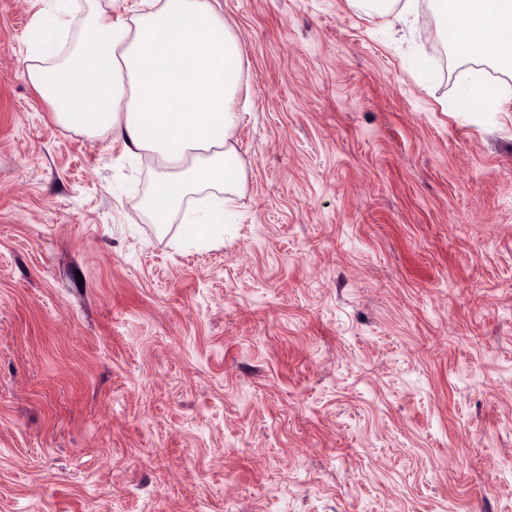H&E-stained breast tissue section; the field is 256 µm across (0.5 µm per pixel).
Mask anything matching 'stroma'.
Here are the masks:
<instances>
[{"label": "stroma", "mask_w": 512, "mask_h": 512, "mask_svg": "<svg viewBox=\"0 0 512 512\" xmlns=\"http://www.w3.org/2000/svg\"><path fill=\"white\" fill-rule=\"evenodd\" d=\"M56 2L0 0V512H512V103L348 0H215L248 184L176 247L22 76Z\"/></svg>", "instance_id": "35a3bbf8"}]
</instances>
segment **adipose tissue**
Segmentation results:
<instances>
[{
	"mask_svg": "<svg viewBox=\"0 0 512 512\" xmlns=\"http://www.w3.org/2000/svg\"><path fill=\"white\" fill-rule=\"evenodd\" d=\"M349 2L392 29L434 28L464 66L455 110L501 111L502 80L512 79V0ZM65 25L56 17L34 29L24 72L57 123L122 139L149 175L135 209L159 235L221 239L248 182L236 139L244 51L234 23L209 0H144L117 20L84 0L66 47H47L46 34Z\"/></svg>",
	"mask_w": 512,
	"mask_h": 512,
	"instance_id": "obj_1",
	"label": "adipose tissue"
}]
</instances>
